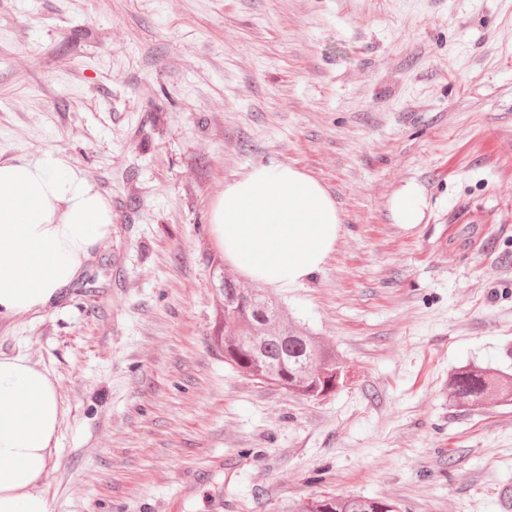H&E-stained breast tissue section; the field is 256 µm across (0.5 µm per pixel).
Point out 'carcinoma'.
<instances>
[{
    "label": "carcinoma",
    "mask_w": 512,
    "mask_h": 512,
    "mask_svg": "<svg viewBox=\"0 0 512 512\" xmlns=\"http://www.w3.org/2000/svg\"><path fill=\"white\" fill-rule=\"evenodd\" d=\"M224 309L213 336L224 363L262 381L309 399L328 394L329 380L343 383L344 373L336 351L315 340L305 330L276 329L278 303L254 294L227 279L220 282ZM498 377L479 367L462 368L448 380L453 402L471 409L485 405ZM287 512H397V507L378 498L315 497Z\"/></svg>",
    "instance_id": "carcinoma-1"
}]
</instances>
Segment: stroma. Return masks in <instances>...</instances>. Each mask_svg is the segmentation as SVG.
<instances>
[{"label": "stroma", "instance_id": "35a3bbf8", "mask_svg": "<svg viewBox=\"0 0 512 512\" xmlns=\"http://www.w3.org/2000/svg\"><path fill=\"white\" fill-rule=\"evenodd\" d=\"M47 150L114 212L55 307L0 319L64 408L52 512H512V401L448 395L512 373V0H0V163ZM278 163L343 224L321 272L265 291L349 374L319 400L210 339L221 279L252 285L211 205ZM424 198L420 189L409 184L394 198L392 210L399 224L410 226L419 224L423 217ZM498 377L479 367L462 368L448 380L453 402L471 409L482 408L495 388ZM397 507L378 498L315 497L289 508L286 512H397Z\"/></svg>", "mask_w": 512, "mask_h": 512}]
</instances>
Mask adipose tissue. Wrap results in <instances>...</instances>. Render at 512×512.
Masks as SVG:
<instances>
[{"instance_id": "1", "label": "adipose tissue", "mask_w": 512, "mask_h": 512, "mask_svg": "<svg viewBox=\"0 0 512 512\" xmlns=\"http://www.w3.org/2000/svg\"><path fill=\"white\" fill-rule=\"evenodd\" d=\"M225 260L271 288L320 272L343 225L324 186L285 164L226 183L210 212ZM112 235V206L55 151L0 163V318L49 310ZM63 408L49 373L0 354V512H51L45 485Z\"/></svg>"}]
</instances>
